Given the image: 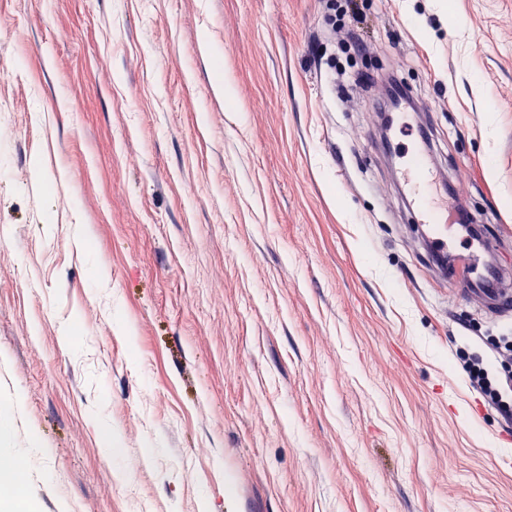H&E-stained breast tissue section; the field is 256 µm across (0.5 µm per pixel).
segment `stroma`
<instances>
[{
  "mask_svg": "<svg viewBox=\"0 0 512 512\" xmlns=\"http://www.w3.org/2000/svg\"><path fill=\"white\" fill-rule=\"evenodd\" d=\"M0 0L14 512H512L471 387L512 312L426 275L390 75L512 267V0Z\"/></svg>",
  "mask_w": 512,
  "mask_h": 512,
  "instance_id": "stroma-1",
  "label": "stroma"
}]
</instances>
